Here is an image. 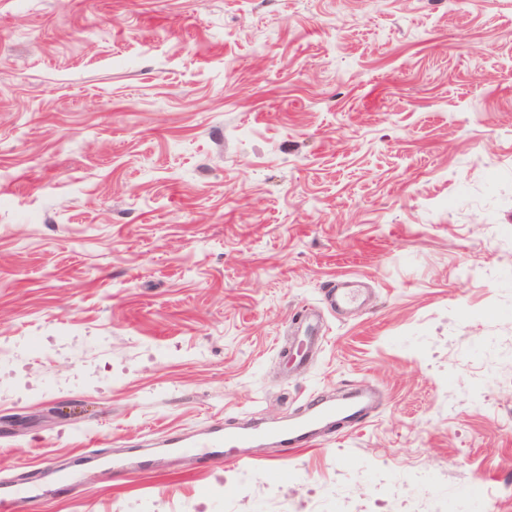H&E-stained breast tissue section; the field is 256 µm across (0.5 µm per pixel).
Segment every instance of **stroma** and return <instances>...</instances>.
I'll return each mask as SVG.
<instances>
[{"label": "stroma", "mask_w": 512, "mask_h": 512, "mask_svg": "<svg viewBox=\"0 0 512 512\" xmlns=\"http://www.w3.org/2000/svg\"><path fill=\"white\" fill-rule=\"evenodd\" d=\"M13 347L23 512H512V0H0ZM356 389L244 467L164 445ZM358 413V409L353 405L331 403L320 395H313L307 402L304 417L281 424L282 441L286 446H308V438L316 433L313 427L319 423H340L348 419L349 423L356 424L360 420Z\"/></svg>", "instance_id": "1"}]
</instances>
